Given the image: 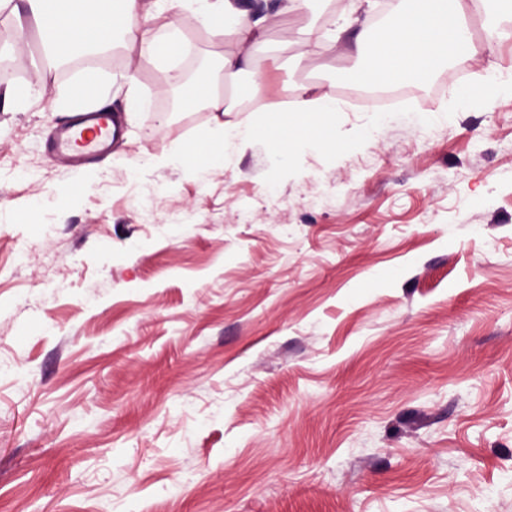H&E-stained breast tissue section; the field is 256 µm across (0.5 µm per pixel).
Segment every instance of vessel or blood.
I'll return each instance as SVG.
<instances>
[{"label":"vessel or blood","mask_w":512,"mask_h":512,"mask_svg":"<svg viewBox=\"0 0 512 512\" xmlns=\"http://www.w3.org/2000/svg\"><path fill=\"white\" fill-rule=\"evenodd\" d=\"M108 112H88L59 125L47 143L58 162L71 165L109 155L118 132Z\"/></svg>","instance_id":"1"}]
</instances>
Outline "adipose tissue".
<instances>
[{"label":"adipose tissue","mask_w":512,"mask_h":512,"mask_svg":"<svg viewBox=\"0 0 512 512\" xmlns=\"http://www.w3.org/2000/svg\"><path fill=\"white\" fill-rule=\"evenodd\" d=\"M101 8L90 0H25V12L37 30L42 48L40 74L54 70L56 63L81 57L114 41L122 47L138 48L141 55L161 62L179 57L183 39L174 25L155 26L154 21L168 14L195 16L212 36H233L250 45L247 53L222 56L221 69L235 82L230 94H216L206 81L179 85L182 106L192 111L203 107L211 114V128L203 139L183 144L174 154L156 157L140 153L136 165H176L204 174L225 169L227 150L234 144L255 140L265 143L275 162L288 166L302 151L332 153L336 140L331 135V119L339 110L335 95L304 85H284L282 94L289 108L272 104L262 109L249 125L231 121L236 102L255 98L260 82L254 77L251 51L260 47L267 15L244 4L243 0H104ZM491 0H453V8L441 7L439 0H419L416 8L393 7L382 26L364 22L354 38L356 46L366 47L363 62L348 72L349 81L363 88H385L403 83L426 86L448 61L475 57L493 50L494 38L478 39L467 19L484 17L491 31L498 22L488 13ZM93 71L65 87L46 82L7 84L0 87V107L17 110L34 96L46 97L53 109L84 112L103 109L109 104L97 91ZM512 94V68L499 71L490 84L454 92L456 111L472 106L492 105L497 97Z\"/></svg>","instance_id":"1"}]
</instances>
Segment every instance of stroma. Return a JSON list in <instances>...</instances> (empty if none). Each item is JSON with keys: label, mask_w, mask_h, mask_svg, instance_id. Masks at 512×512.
I'll return each mask as SVG.
<instances>
[{"label": "stroma", "mask_w": 512, "mask_h": 512, "mask_svg": "<svg viewBox=\"0 0 512 512\" xmlns=\"http://www.w3.org/2000/svg\"><path fill=\"white\" fill-rule=\"evenodd\" d=\"M269 7L231 120L312 86L352 151L130 166L210 118L131 48L102 67L113 111L132 72L143 110L112 158L54 164L64 113L0 111V512H512V97L421 129L441 73L365 134L350 33L307 55V16ZM177 23L187 79L241 49Z\"/></svg>", "instance_id": "stroma-1"}]
</instances>
